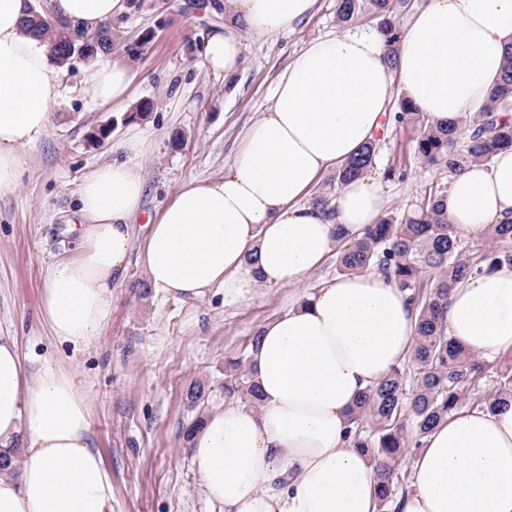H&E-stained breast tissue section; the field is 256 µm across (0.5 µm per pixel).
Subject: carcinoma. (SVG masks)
<instances>
[{"mask_svg":"<svg viewBox=\"0 0 512 512\" xmlns=\"http://www.w3.org/2000/svg\"><path fill=\"white\" fill-rule=\"evenodd\" d=\"M415 0H337L336 15L345 25L370 15L379 21L381 33L396 53L401 20ZM25 27L46 40L64 65L75 60L90 61L112 53V25L90 34L79 25L57 21L52 24L43 11L31 9ZM90 44L94 53L82 46ZM512 46L497 91L482 111L470 119V134L461 142L448 129H434L420 119V113L405 99L400 101L395 122L410 129L415 151L424 162L443 164L456 173L467 164L487 162L504 147H512ZM376 143L336 170L333 183L342 185L373 166ZM446 188L430 187L413 212L398 220L391 215L369 226L353 242H341L336 251L340 274L377 269L402 289L417 314V344L407 363L392 370L377 386L366 391L349 419L348 433L355 447L369 455L380 478L382 512L392 508L393 492L401 475L397 471L407 437L419 448L423 439L445 420L465 394L482 379L485 367L476 357L465 354L446 335L443 326L448 293L454 284L480 273L486 266L512 264V221L490 226L491 246L475 260L469 256V242L454 235L448 225ZM224 391L255 405L258 389L243 353L225 362Z\"/></svg>","mask_w":512,"mask_h":512,"instance_id":"obj_1","label":"carcinoma"}]
</instances>
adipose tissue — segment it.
<instances>
[{
    "label": "adipose tissue",
    "mask_w": 512,
    "mask_h": 512,
    "mask_svg": "<svg viewBox=\"0 0 512 512\" xmlns=\"http://www.w3.org/2000/svg\"><path fill=\"white\" fill-rule=\"evenodd\" d=\"M316 0H207L224 18L204 36L208 67L233 77L242 40L295 32ZM31 0H0V192L22 167L60 102L49 45L27 33ZM124 0H52L54 14L94 32ZM512 45V0H424L389 52L380 30L326 35L289 61L272 104L249 125L221 176L182 185L149 228L145 268L166 296L225 305L258 286L302 283L339 240L361 238L387 205L369 176L339 186L330 210L306 203L312 186L382 132L393 96L434 127L462 132L501 77ZM133 70L92 62L84 95L97 105L129 98ZM150 133L131 126L112 161L77 188L76 252L54 263L40 293L54 340L95 341L112 315V284L133 250L142 211L140 165ZM448 223L475 242L512 220V148L473 162L447 190ZM449 339L487 364L512 353V265L459 280L448 296ZM417 340L406 293L376 270L336 277L258 331L249 351L260 403L238 398L209 412L190 439L200 486L217 512H378L375 465L346 432L357 400L404 364ZM22 447L0 475V512H112V476L90 437L86 396L70 373L22 367L17 344L0 336V450ZM394 512H512V395L460 404L425 438Z\"/></svg>",
    "instance_id": "obj_1"
}]
</instances>
